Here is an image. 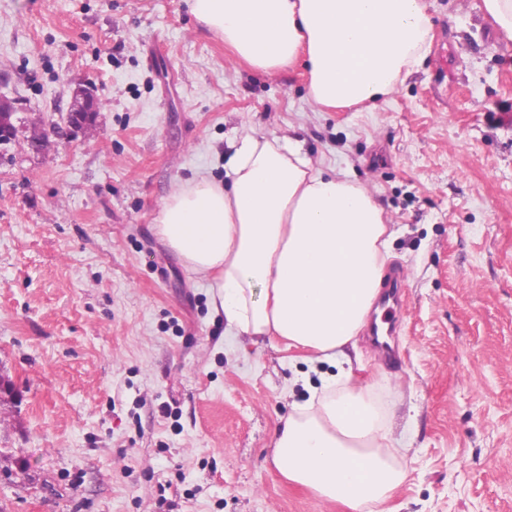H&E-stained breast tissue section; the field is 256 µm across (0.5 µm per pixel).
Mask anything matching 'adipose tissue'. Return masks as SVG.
I'll list each match as a JSON object with an SVG mask.
<instances>
[{"label": "adipose tissue", "mask_w": 512, "mask_h": 512, "mask_svg": "<svg viewBox=\"0 0 512 512\" xmlns=\"http://www.w3.org/2000/svg\"><path fill=\"white\" fill-rule=\"evenodd\" d=\"M234 56L271 75L303 63L314 111L376 102L413 73L432 39L425 0H189ZM226 181L175 184L156 217L162 242L208 280L228 332L279 339L336 363L276 432L289 482L352 512H382L407 478L371 386L347 352L382 286L391 233L373 190L314 166L298 143L255 133L230 145Z\"/></svg>", "instance_id": "ef3b65f1"}]
</instances>
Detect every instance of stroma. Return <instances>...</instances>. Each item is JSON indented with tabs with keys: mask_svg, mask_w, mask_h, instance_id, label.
Returning a JSON list of instances; mask_svg holds the SVG:
<instances>
[{
	"mask_svg": "<svg viewBox=\"0 0 512 512\" xmlns=\"http://www.w3.org/2000/svg\"><path fill=\"white\" fill-rule=\"evenodd\" d=\"M418 68L374 108L315 112L187 0H0V512H351L272 461L326 363L225 331L156 235L175 183L247 132L376 192L402 366L351 350L390 406L406 481L385 512H512V41L482 0H425ZM103 107L67 126L72 91ZM57 126L43 146L34 124Z\"/></svg>",
	"mask_w": 512,
	"mask_h": 512,
	"instance_id": "35a3bbf8",
	"label": "stroma"
}]
</instances>
